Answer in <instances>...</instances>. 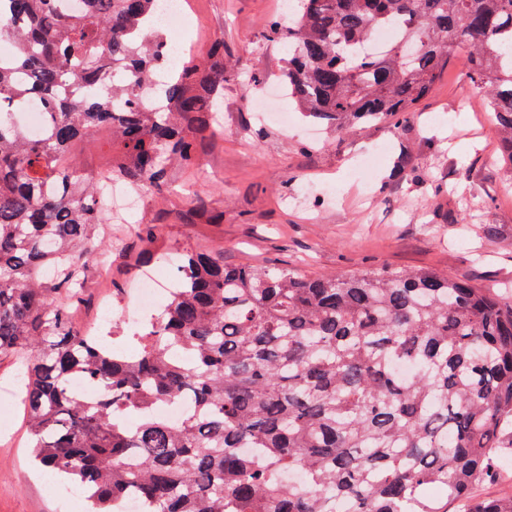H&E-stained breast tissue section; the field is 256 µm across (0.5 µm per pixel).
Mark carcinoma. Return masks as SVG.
Returning a JSON list of instances; mask_svg holds the SVG:
<instances>
[{"label": "carcinoma", "instance_id": "obj_1", "mask_svg": "<svg viewBox=\"0 0 512 512\" xmlns=\"http://www.w3.org/2000/svg\"><path fill=\"white\" fill-rule=\"evenodd\" d=\"M2 2L0 355L22 358L35 460L89 512H121L130 492L147 512H512V497L471 498L493 455L512 454V300L489 288L431 268L311 278L190 249L136 352L85 335L66 299L108 250L110 215L74 150L107 134L112 178L147 190L198 166L196 138L222 116L224 42L174 59L144 28L156 0ZM389 26L423 50H364ZM266 37L288 46L279 80L297 110L338 129H398L467 43L512 169V0H297ZM163 69L168 109L146 112L140 87ZM33 95L38 138L11 120ZM184 399L178 422L155 413Z\"/></svg>", "mask_w": 512, "mask_h": 512}]
</instances>
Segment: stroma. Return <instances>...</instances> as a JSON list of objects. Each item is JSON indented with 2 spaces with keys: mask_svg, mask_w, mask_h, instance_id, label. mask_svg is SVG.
Instances as JSON below:
<instances>
[{
  "mask_svg": "<svg viewBox=\"0 0 512 512\" xmlns=\"http://www.w3.org/2000/svg\"><path fill=\"white\" fill-rule=\"evenodd\" d=\"M188 2L178 37L195 39L200 55L224 42L222 132L198 140L199 168L173 169L170 191L145 195L130 216L155 238L129 239L113 225L109 280L91 270L71 306L82 328L102 326L112 348L136 350L141 327L127 311L158 249L213 250L228 265H288L309 277L428 267L512 293V172L497 159V131L467 78L466 49L397 131L355 126L339 134L300 114L284 129L248 106L288 60L264 30L283 0ZM378 150V165L354 180L359 159ZM404 155L413 169L393 176ZM193 199L205 207L191 216ZM105 303L112 315L103 325ZM27 440L23 409L14 407L0 421V512H71L65 483L34 465Z\"/></svg>",
  "mask_w": 512,
  "mask_h": 512,
  "instance_id": "35a3bbf8",
  "label": "stroma"
}]
</instances>
